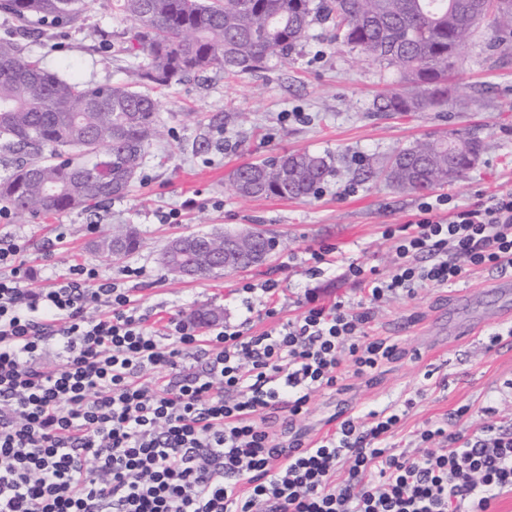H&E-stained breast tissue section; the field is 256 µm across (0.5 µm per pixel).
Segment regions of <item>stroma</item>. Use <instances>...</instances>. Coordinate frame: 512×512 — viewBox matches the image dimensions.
I'll use <instances>...</instances> for the list:
<instances>
[{"label": "stroma", "mask_w": 512, "mask_h": 512, "mask_svg": "<svg viewBox=\"0 0 512 512\" xmlns=\"http://www.w3.org/2000/svg\"><path fill=\"white\" fill-rule=\"evenodd\" d=\"M83 4L84 28L54 35L48 46H33V54L83 82L129 80L130 58L102 45L98 35L104 29L112 41L120 39L124 25L112 14V0ZM490 38V30L479 26L460 50L442 111L376 112L372 102L390 89L393 70L336 46L323 25L313 24L302 45L265 79L228 78L213 70L153 89L163 134L153 140L123 199L92 215L76 210L34 221L14 213L0 222V235L27 239L25 266L35 285L61 280L78 260L99 266L129 289L141 310L163 319L214 308L221 323L246 321L258 333L300 316L308 297L327 305L366 302L363 285L345 277L347 265L387 276L394 243L383 231L412 220L421 196L356 178L365 160L443 131L470 129L484 141L477 166L436 187V194L463 207L512 189V52L490 50ZM296 151L331 155L336 176L304 200L235 194L229 174L239 164ZM172 210L181 213L178 223L162 222ZM107 224L136 225L144 238L141 250L100 265L89 244ZM246 224L278 242L259 268L185 279L160 264L163 249L179 235ZM61 229L67 234L62 243L56 240ZM319 248L329 249L328 263L312 275L305 257ZM128 265L142 268V277L126 279ZM503 276L512 277V265L473 269L452 284L423 288L376 309L369 333L394 345V355L372 376L348 373L336 387L314 393L305 414L292 419L280 413L268 422L269 433L280 438L293 428L317 439L331 430L332 419L356 416L367 424L372 413L392 408L401 421L389 443L398 448L410 447L416 432L432 426L471 435L488 425L512 426V345L492 341L503 312H512V296L501 297L492 287ZM267 281L278 285L272 299L256 293L243 304L239 283ZM270 307L277 311L272 319L265 315Z\"/></svg>", "instance_id": "stroma-1"}]
</instances>
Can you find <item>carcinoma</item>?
I'll use <instances>...</instances> for the list:
<instances>
[{
	"label": "carcinoma",
	"mask_w": 512,
	"mask_h": 512,
	"mask_svg": "<svg viewBox=\"0 0 512 512\" xmlns=\"http://www.w3.org/2000/svg\"><path fill=\"white\" fill-rule=\"evenodd\" d=\"M126 23L118 51L134 60L137 84H87L46 68L29 44L82 24L81 0H0L11 22L0 35V149L16 155L0 180V201L17 213L44 216L90 209L124 196L159 134L149 87L188 81L210 70L261 76L290 55L318 20L342 45L388 68L393 88L375 112H420L448 102V73L459 48L481 23L494 47L512 38V0H113ZM477 133L450 130L396 150L365 178L425 192L462 178L479 160ZM336 173L335 159L283 153L236 167L230 176L245 198L302 200ZM206 234L179 236L196 277L224 267V234L207 250ZM143 244L132 224L105 229L89 248L105 260Z\"/></svg>",
	"instance_id": "carcinoma-1"
}]
</instances>
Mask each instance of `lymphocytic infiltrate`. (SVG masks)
<instances>
[{
    "instance_id": "f902f5d3",
    "label": "lymphocytic infiltrate",
    "mask_w": 512,
    "mask_h": 512,
    "mask_svg": "<svg viewBox=\"0 0 512 512\" xmlns=\"http://www.w3.org/2000/svg\"><path fill=\"white\" fill-rule=\"evenodd\" d=\"M448 202L421 201L414 221L386 227L388 276L348 266L368 307L310 300L258 334H203L179 316L150 326L127 289L84 263L30 287L27 241L1 235L0 512H491L512 490L511 430L431 427L410 453L388 443L393 409L315 441L265 428L275 413L302 414L345 371L367 377L392 357L368 333L373 308L512 264V189ZM93 304L100 315H88ZM52 347L62 366L40 362Z\"/></svg>"
}]
</instances>
